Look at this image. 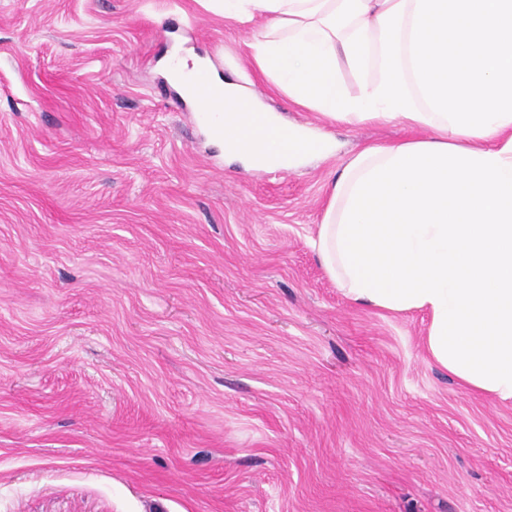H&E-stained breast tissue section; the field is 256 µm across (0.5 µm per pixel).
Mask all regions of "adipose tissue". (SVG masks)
Returning <instances> with one entry per match:
<instances>
[{
  "mask_svg": "<svg viewBox=\"0 0 512 512\" xmlns=\"http://www.w3.org/2000/svg\"><path fill=\"white\" fill-rule=\"evenodd\" d=\"M224 16L265 19L253 62L293 104L428 130L346 163L314 246L350 301L430 311L431 360L512 400V0H224ZM215 86L225 154L265 169L325 151L240 84Z\"/></svg>",
  "mask_w": 512,
  "mask_h": 512,
  "instance_id": "1",
  "label": "adipose tissue"
}]
</instances>
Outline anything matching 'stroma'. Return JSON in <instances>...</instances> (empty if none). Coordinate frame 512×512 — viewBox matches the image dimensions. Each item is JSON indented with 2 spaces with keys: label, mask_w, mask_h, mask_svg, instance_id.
<instances>
[{
  "label": "stroma",
  "mask_w": 512,
  "mask_h": 512,
  "mask_svg": "<svg viewBox=\"0 0 512 512\" xmlns=\"http://www.w3.org/2000/svg\"><path fill=\"white\" fill-rule=\"evenodd\" d=\"M253 30L210 0H0V512H512V401L312 245L349 157L413 130L295 106ZM175 51L335 152L228 161Z\"/></svg>",
  "instance_id": "obj_1"
}]
</instances>
